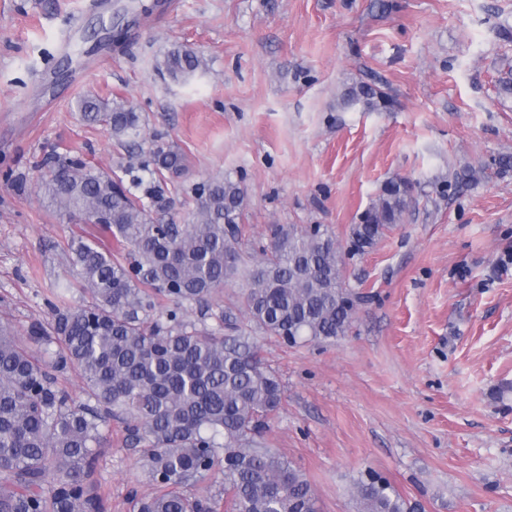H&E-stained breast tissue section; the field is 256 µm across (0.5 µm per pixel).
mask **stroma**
<instances>
[{
	"mask_svg": "<svg viewBox=\"0 0 512 512\" xmlns=\"http://www.w3.org/2000/svg\"><path fill=\"white\" fill-rule=\"evenodd\" d=\"M176 45L205 61L185 81L162 67ZM511 76L512 0H0V325L49 324L60 282L85 298L68 242L98 229L49 206L54 154L122 176L165 224L190 221L194 184L231 177L244 250L327 225L359 298L335 341L256 337L283 390L264 440L320 512H356L368 469L414 512H512ZM362 83L388 105L347 103ZM87 96L132 104L187 171L133 184L137 144L85 122ZM400 178L415 206L353 252ZM101 431L93 489L133 512L152 490L139 451L120 420Z\"/></svg>",
	"mask_w": 512,
	"mask_h": 512,
	"instance_id": "1",
	"label": "stroma"
}]
</instances>
